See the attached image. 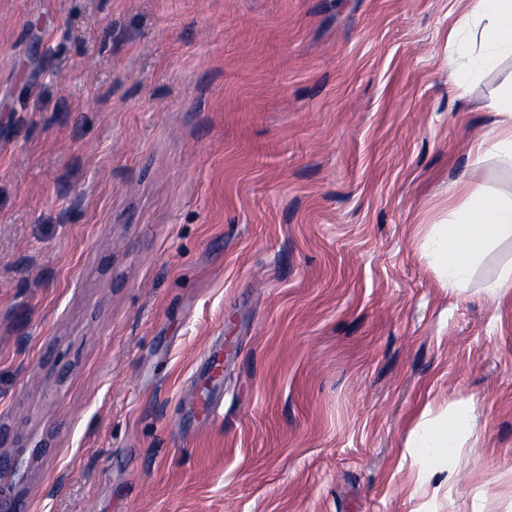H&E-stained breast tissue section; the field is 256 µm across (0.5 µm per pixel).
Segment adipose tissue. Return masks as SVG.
Listing matches in <instances>:
<instances>
[{
	"label": "adipose tissue",
	"instance_id": "1",
	"mask_svg": "<svg viewBox=\"0 0 512 512\" xmlns=\"http://www.w3.org/2000/svg\"><path fill=\"white\" fill-rule=\"evenodd\" d=\"M480 33L484 50L472 55L469 38ZM448 42L457 54L470 60L468 68H453L449 82L467 92L473 71L495 67L502 57H512V0H470ZM503 114L502 124L479 142L478 151L512 161V88L494 103ZM455 192L463 202L450 217L434 224L423 245L431 266L449 287L465 288L475 268L491 248L512 240V197L492 194L468 184Z\"/></svg>",
	"mask_w": 512,
	"mask_h": 512
}]
</instances>
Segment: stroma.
<instances>
[{"mask_svg":"<svg viewBox=\"0 0 512 512\" xmlns=\"http://www.w3.org/2000/svg\"><path fill=\"white\" fill-rule=\"evenodd\" d=\"M463 8L0 0L24 512H512V242L462 291L421 249L472 170L512 194L476 151L512 59L458 95ZM468 425V412L460 410L431 433L430 441L435 445V448H448V450L458 448L456 446L458 434Z\"/></svg>","mask_w":512,"mask_h":512,"instance_id":"stroma-1","label":"stroma"}]
</instances>
